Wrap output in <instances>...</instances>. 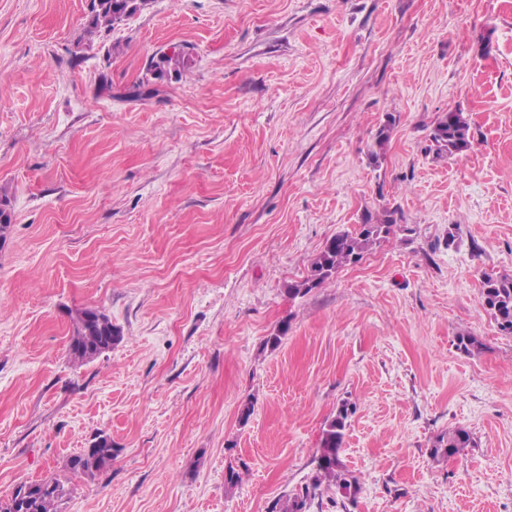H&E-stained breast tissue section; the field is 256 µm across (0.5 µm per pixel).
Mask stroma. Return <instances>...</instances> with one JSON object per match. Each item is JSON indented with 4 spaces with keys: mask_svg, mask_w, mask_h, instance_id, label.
I'll return each mask as SVG.
<instances>
[{
    "mask_svg": "<svg viewBox=\"0 0 512 512\" xmlns=\"http://www.w3.org/2000/svg\"><path fill=\"white\" fill-rule=\"evenodd\" d=\"M90 4L0 0V502L56 477L61 512H270L347 401L357 501L309 512H512V335L481 302L512 274V0H151L92 37ZM173 46L190 68L136 94ZM451 109L472 145L439 158ZM386 209L400 230L289 297ZM86 307L123 340L80 364ZM100 434L111 465L70 476ZM395 123L394 117H388L379 125L369 150L370 158L374 164L384 157ZM474 447V439L471 433L465 428H457L448 434V437H441L432 448V456L446 455L452 457L464 452L465 448Z\"/></svg>",
    "mask_w": 512,
    "mask_h": 512,
    "instance_id": "obj_1",
    "label": "stroma"
}]
</instances>
